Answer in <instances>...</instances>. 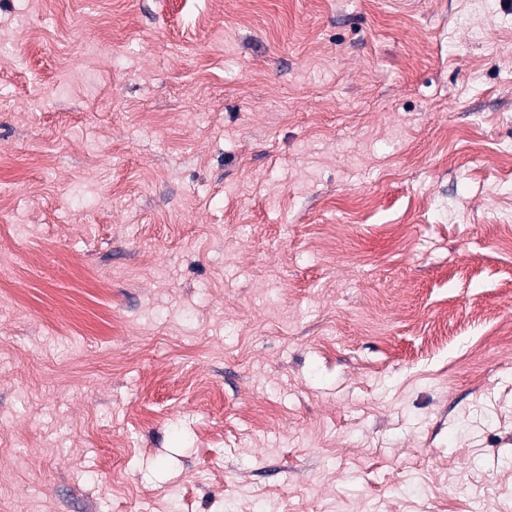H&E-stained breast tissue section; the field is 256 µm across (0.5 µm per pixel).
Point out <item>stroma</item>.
<instances>
[{"instance_id":"35a3bbf8","label":"stroma","mask_w":512,"mask_h":512,"mask_svg":"<svg viewBox=\"0 0 512 512\" xmlns=\"http://www.w3.org/2000/svg\"><path fill=\"white\" fill-rule=\"evenodd\" d=\"M0 0V512H512V0Z\"/></svg>"}]
</instances>
